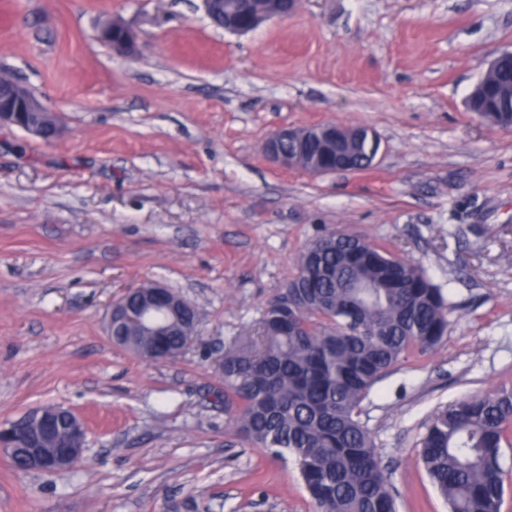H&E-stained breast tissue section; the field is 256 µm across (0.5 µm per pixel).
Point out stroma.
Segmentation results:
<instances>
[{
	"label": "stroma",
	"mask_w": 512,
	"mask_h": 512,
	"mask_svg": "<svg viewBox=\"0 0 512 512\" xmlns=\"http://www.w3.org/2000/svg\"><path fill=\"white\" fill-rule=\"evenodd\" d=\"M114 18L135 54L98 40ZM505 48L512 0H302L246 35L203 0H0V69L63 127H0V423L56 404L89 428L65 470L0 453V512H314L292 458L239 438L216 361L332 229L422 264L454 305L447 339L360 411L398 512H448L424 421L512 385V129L466 106ZM325 122L376 133L368 170L264 156L274 131ZM151 282L197 310L174 361L105 333L108 305Z\"/></svg>",
	"instance_id": "1"
}]
</instances>
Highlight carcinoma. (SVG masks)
<instances>
[{
	"instance_id": "cac0c4a2",
	"label": "carcinoma",
	"mask_w": 512,
	"mask_h": 512,
	"mask_svg": "<svg viewBox=\"0 0 512 512\" xmlns=\"http://www.w3.org/2000/svg\"><path fill=\"white\" fill-rule=\"evenodd\" d=\"M493 126L512 127V57L481 76ZM0 86L35 98L0 72ZM331 170L365 171L371 142L352 149L329 138L288 143ZM453 305L423 266L357 232L314 240L298 273L266 306L257 335L224 350V407L238 434L297 466L315 512H397L360 405L408 353L432 352L448 336ZM193 311L168 316L162 331L115 324L118 346L142 359L174 360L193 339ZM512 386L437 410L420 440V461L448 512H501Z\"/></svg>"
}]
</instances>
